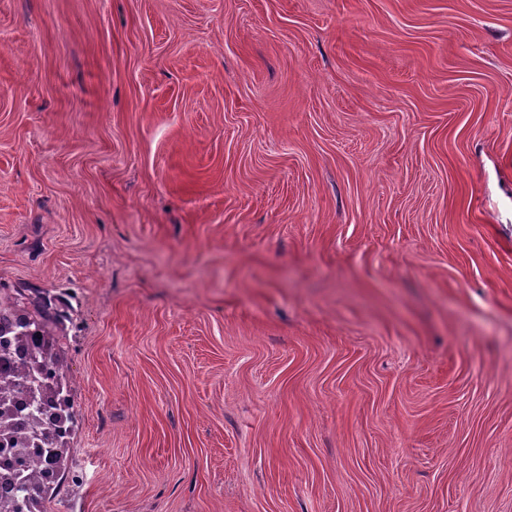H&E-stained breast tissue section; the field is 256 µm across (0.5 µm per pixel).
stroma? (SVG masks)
Masks as SVG:
<instances>
[{
	"label": "stroma",
	"instance_id": "1",
	"mask_svg": "<svg viewBox=\"0 0 512 512\" xmlns=\"http://www.w3.org/2000/svg\"><path fill=\"white\" fill-rule=\"evenodd\" d=\"M0 288L46 512H512V0H0ZM26 291L0 288V512H44L68 468L77 424L67 350L56 333L64 311L50 312ZM14 349L21 358L11 357ZM48 404L56 410L49 422Z\"/></svg>",
	"mask_w": 512,
	"mask_h": 512
}]
</instances>
